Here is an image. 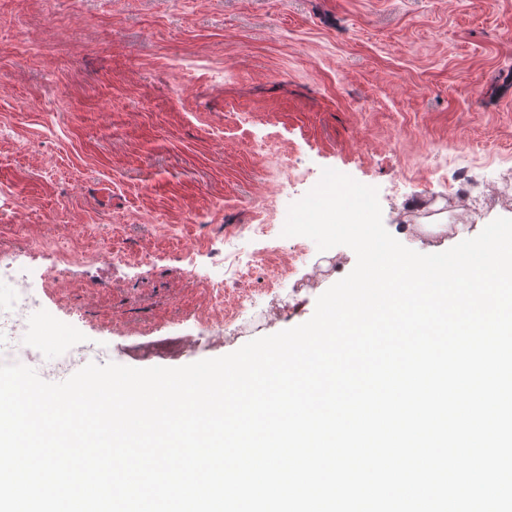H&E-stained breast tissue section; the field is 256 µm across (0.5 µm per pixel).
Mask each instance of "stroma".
I'll return each instance as SVG.
<instances>
[{
    "label": "stroma",
    "mask_w": 512,
    "mask_h": 512,
    "mask_svg": "<svg viewBox=\"0 0 512 512\" xmlns=\"http://www.w3.org/2000/svg\"><path fill=\"white\" fill-rule=\"evenodd\" d=\"M326 168L421 253L512 217V0H0V252L46 244L25 333L53 323L74 369L179 367L309 320L356 264L282 234ZM218 275L225 312L246 289L256 308L166 354Z\"/></svg>",
    "instance_id": "1"
}]
</instances>
